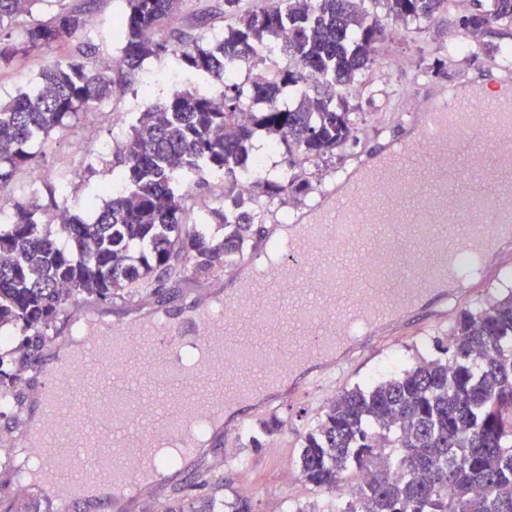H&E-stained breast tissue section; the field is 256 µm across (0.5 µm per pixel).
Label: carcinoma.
<instances>
[{"instance_id":"1","label":"carcinoma","mask_w":512,"mask_h":512,"mask_svg":"<svg viewBox=\"0 0 512 512\" xmlns=\"http://www.w3.org/2000/svg\"><path fill=\"white\" fill-rule=\"evenodd\" d=\"M34 2L0 0V68L86 29L77 4L29 24L13 41ZM476 2L479 10L460 16L461 30L478 36L494 24L512 27V0ZM447 3L273 0L203 46L166 29L180 0H126L112 68L100 66L90 41L72 42L31 87L0 102V188L32 164L55 128L93 111L113 86L133 83L147 59L171 55L183 73L206 78L208 89L176 86L165 104L138 114L116 153L124 188L101 206L89 200L90 218L72 213L64 224H42L43 206H15L10 223L0 224V331H18L30 346L83 298L112 303L235 263L265 215L224 194L191 221L183 205L190 188L224 178L235 186L250 179L267 199L307 191L290 171L300 158L330 155L354 137L344 92L376 62L386 26L427 22ZM261 48L285 61L273 78ZM235 63L248 65L247 84L225 81ZM310 74L321 79L309 83ZM248 104L255 110L241 123ZM260 141L283 150L281 173L256 178ZM17 365L0 353L4 397ZM299 463L318 490L370 474L331 512H512V291L460 313L440 356H420L398 376L337 394L301 436Z\"/></svg>"}]
</instances>
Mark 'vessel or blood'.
<instances>
[{
    "instance_id": "obj_1",
    "label": "vessel or blood",
    "mask_w": 512,
    "mask_h": 512,
    "mask_svg": "<svg viewBox=\"0 0 512 512\" xmlns=\"http://www.w3.org/2000/svg\"><path fill=\"white\" fill-rule=\"evenodd\" d=\"M418 138L398 139L333 208L316 204L277 271L212 310L176 317L164 304L142 322L99 319L44 395L43 426L26 431L31 457L73 512L86 488L136 483L162 438L181 459L199 450L185 422L260 389L322 386L410 323L445 321L455 289L448 256L468 268L490 247L512 258V98L479 92L419 114ZM208 354L205 365L185 345Z\"/></svg>"
}]
</instances>
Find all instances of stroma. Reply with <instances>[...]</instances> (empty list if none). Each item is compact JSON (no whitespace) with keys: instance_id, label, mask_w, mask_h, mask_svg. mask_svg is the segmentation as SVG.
Segmentation results:
<instances>
[{"instance_id":"1","label":"stroma","mask_w":512,"mask_h":512,"mask_svg":"<svg viewBox=\"0 0 512 512\" xmlns=\"http://www.w3.org/2000/svg\"><path fill=\"white\" fill-rule=\"evenodd\" d=\"M85 7L95 22L87 37L98 49L100 65H111L118 54L114 22L125 13L126 0H85ZM458 17V11L444 10L428 22L386 29L364 85L355 86L348 94L358 117L354 139L336 148L331 156L302 161L295 172L312 185V192L272 204L267 224L282 223L287 213L306 212L331 186L336 174L364 159L381 140L402 135L408 113L421 108L434 92L471 82L499 85L503 74L495 56L512 50V28L495 26L469 47L452 48L448 35L456 31ZM234 23V16L224 11V0H181L170 26L209 42ZM58 56L57 49H46L31 54L22 69L1 70L0 100L9 101L25 90ZM171 92V84L165 82L153 84L146 93L137 82L114 88L96 111L73 118L52 132L35 162L44 174L35 196L27 197L22 191L29 176L24 168L0 188V207L11 210L30 199L44 202L47 187L63 185L69 208L81 211L85 200L99 196L101 188L114 179L119 166L113 151L126 140L133 116L165 102ZM450 330L446 323L406 335L383 351L368 352L360 361L345 366L328 386L289 401L276 400L265 411L244 416L237 427L225 428L222 436L211 438V452L199 466L206 474L204 484L185 479L181 471H172L166 482L129 503L126 512H165L178 500L201 496L220 502L245 496L252 500L255 512H292L299 505L329 512L336 502L333 492L315 491L296 477L301 436L343 389L401 374L418 356L436 354L437 344L447 343ZM272 420L279 422V430L263 436L261 447H251V435ZM0 512L51 509L45 498L32 497L14 485L12 472L0 469Z\"/></svg>"}]
</instances>
